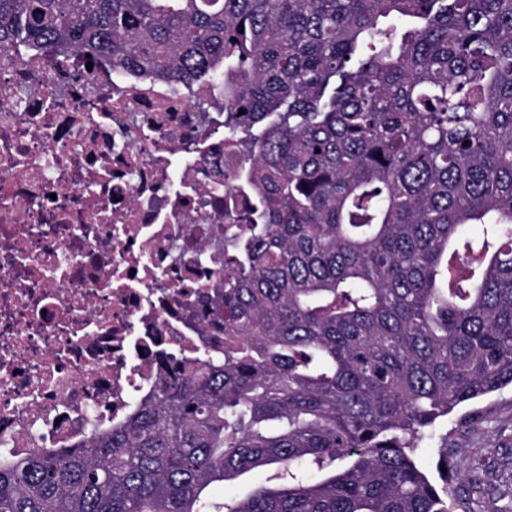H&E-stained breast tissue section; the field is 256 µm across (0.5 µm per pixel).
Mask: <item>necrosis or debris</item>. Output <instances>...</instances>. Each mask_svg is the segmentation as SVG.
Returning a JSON list of instances; mask_svg holds the SVG:
<instances>
[{
	"label": "necrosis or debris",
	"mask_w": 512,
	"mask_h": 512,
	"mask_svg": "<svg viewBox=\"0 0 512 512\" xmlns=\"http://www.w3.org/2000/svg\"><path fill=\"white\" fill-rule=\"evenodd\" d=\"M237 163L209 86L0 50V456L120 425L210 349Z\"/></svg>",
	"instance_id": "4bbe7bcc"
}]
</instances>
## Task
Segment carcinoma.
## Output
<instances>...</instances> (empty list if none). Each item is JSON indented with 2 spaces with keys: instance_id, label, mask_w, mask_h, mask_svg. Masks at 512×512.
<instances>
[{
  "instance_id": "1",
  "label": "carcinoma",
  "mask_w": 512,
  "mask_h": 512,
  "mask_svg": "<svg viewBox=\"0 0 512 512\" xmlns=\"http://www.w3.org/2000/svg\"><path fill=\"white\" fill-rule=\"evenodd\" d=\"M208 84L251 196L224 352L0 459V512H512L417 449L512 385V0H0V50ZM466 224L477 225L467 234ZM288 474L216 504L215 482Z\"/></svg>"
}]
</instances>
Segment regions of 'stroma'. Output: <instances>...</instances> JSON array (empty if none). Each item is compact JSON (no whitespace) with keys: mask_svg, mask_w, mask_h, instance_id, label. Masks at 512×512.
Returning <instances> with one entry per match:
<instances>
[{"mask_svg":"<svg viewBox=\"0 0 512 512\" xmlns=\"http://www.w3.org/2000/svg\"><path fill=\"white\" fill-rule=\"evenodd\" d=\"M443 437L424 440L418 460L429 474H436L440 456H447L462 475L479 474L487 501L503 504L512 496V484L503 464L512 460V386H505L481 401L458 408L442 427ZM489 456H479V449Z\"/></svg>","mask_w":512,"mask_h":512,"instance_id":"stroma-1","label":"stroma"}]
</instances>
